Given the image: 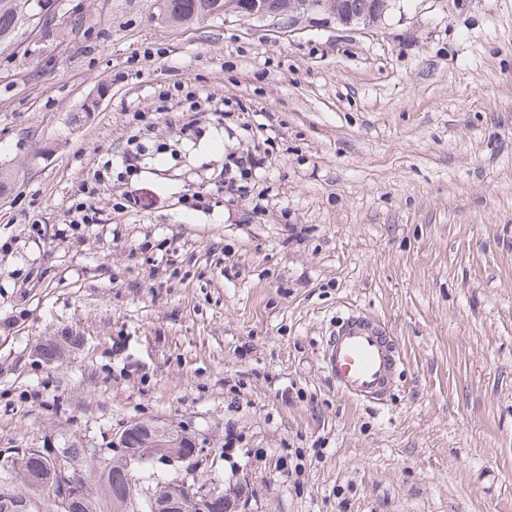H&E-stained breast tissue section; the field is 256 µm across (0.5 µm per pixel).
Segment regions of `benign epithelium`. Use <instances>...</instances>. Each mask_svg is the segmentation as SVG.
I'll list each match as a JSON object with an SVG mask.
<instances>
[{"mask_svg": "<svg viewBox=\"0 0 512 512\" xmlns=\"http://www.w3.org/2000/svg\"><path fill=\"white\" fill-rule=\"evenodd\" d=\"M244 13L258 18L271 17L284 28H291L304 16L324 14L344 24L354 22L370 26L369 17L358 20L341 13L336 0H248ZM112 465L132 470L145 462L166 466H193L205 454L207 445L186 427L163 420L133 419L112 433L109 443ZM52 467L48 483L56 506L61 512L75 494L76 480L71 467L55 448L1 450L0 470L8 475L20 474L29 484L36 482L33 470ZM247 487L239 484L227 489L190 484L186 480L161 482L147 492L133 485L120 499L112 500V512H248Z\"/></svg>", "mask_w": 512, "mask_h": 512, "instance_id": "obj_1", "label": "benign epithelium"}]
</instances>
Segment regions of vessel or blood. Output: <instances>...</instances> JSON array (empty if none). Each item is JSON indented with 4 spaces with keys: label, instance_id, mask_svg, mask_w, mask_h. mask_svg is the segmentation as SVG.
Here are the masks:
<instances>
[{
    "label": "vessel or blood",
    "instance_id": "b4317fda",
    "mask_svg": "<svg viewBox=\"0 0 512 512\" xmlns=\"http://www.w3.org/2000/svg\"><path fill=\"white\" fill-rule=\"evenodd\" d=\"M321 361L337 389L370 401L387 394L399 355L392 336L380 323L364 313L351 311L337 320Z\"/></svg>",
    "mask_w": 512,
    "mask_h": 512
}]
</instances>
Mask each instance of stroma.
I'll list each match as a JSON object with an SVG mask.
<instances>
[{"label":"stroma","instance_id":"stroma-1","mask_svg":"<svg viewBox=\"0 0 512 512\" xmlns=\"http://www.w3.org/2000/svg\"><path fill=\"white\" fill-rule=\"evenodd\" d=\"M163 13L32 0L0 40V449L102 448L161 419L212 454L139 465L144 487L242 482L251 512H512V0L291 30ZM192 90L224 123L180 144L159 114ZM138 116L140 175L85 195ZM256 146L270 165L225 197V158ZM85 199L101 223H72ZM351 309L400 346L381 405L322 369Z\"/></svg>","mask_w":512,"mask_h":512}]
</instances>
